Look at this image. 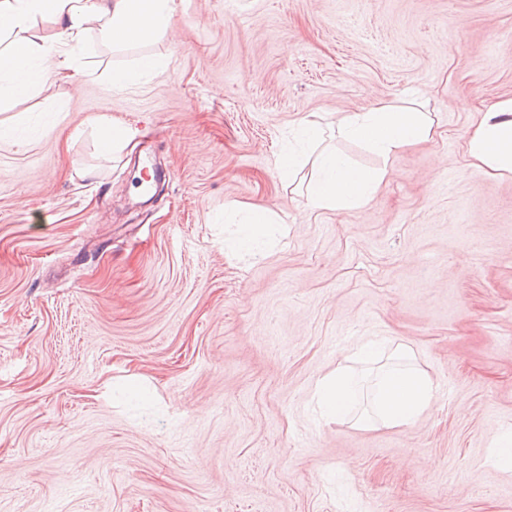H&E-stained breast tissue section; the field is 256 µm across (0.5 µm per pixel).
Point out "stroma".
I'll return each instance as SVG.
<instances>
[{
    "label": "stroma",
    "instance_id": "35a3bbf8",
    "mask_svg": "<svg viewBox=\"0 0 512 512\" xmlns=\"http://www.w3.org/2000/svg\"><path fill=\"white\" fill-rule=\"evenodd\" d=\"M145 53L165 73L113 88ZM83 61L0 105V512H512V177L462 149L512 98V0H184ZM410 91L430 141L329 140L388 167L372 202L313 211L280 179L299 119ZM100 117L136 133L110 158ZM253 204L263 257L225 252ZM365 336L433 378L414 426L321 419L317 380Z\"/></svg>",
    "mask_w": 512,
    "mask_h": 512
}]
</instances>
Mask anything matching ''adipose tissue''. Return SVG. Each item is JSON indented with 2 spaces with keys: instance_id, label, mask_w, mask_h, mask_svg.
<instances>
[{
  "instance_id": "obj_1",
  "label": "adipose tissue",
  "mask_w": 512,
  "mask_h": 512,
  "mask_svg": "<svg viewBox=\"0 0 512 512\" xmlns=\"http://www.w3.org/2000/svg\"><path fill=\"white\" fill-rule=\"evenodd\" d=\"M178 8V0H0V35L9 38L0 50V100L28 97L46 74L38 65L45 57H53L54 68H76L90 31H97L116 48L146 43L166 34ZM40 20L54 25L51 35L35 33ZM433 124L430 113L400 98L381 102L368 112L343 113L337 129L387 160L405 146L427 141ZM310 149L316 152L306 191L310 209L364 206L375 198L388 175L384 167L361 170L336 149L325 146L319 122L304 118L295 127L294 144L282 148L277 158L281 177L293 176ZM466 154L481 174H512V98L481 112L466 141ZM271 222L269 209H248L245 221L225 239V248L260 255ZM410 356L409 348L393 345L387 337L362 338L352 359L374 369L371 382H364L351 369L340 368L324 376L314 392L321 417L345 420L367 389L372 394L373 414L362 419V426L414 425L435 401L436 389L426 372L410 363Z\"/></svg>"
}]
</instances>
